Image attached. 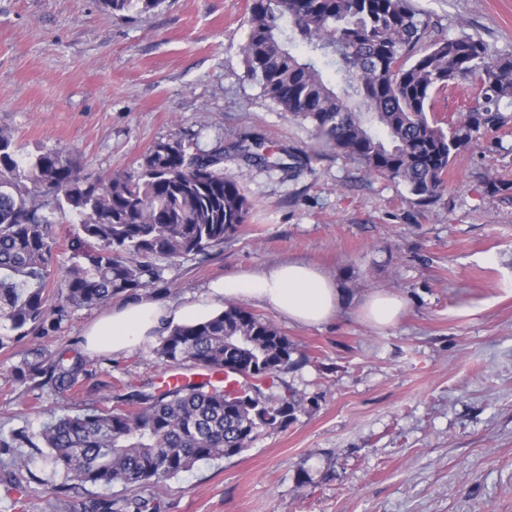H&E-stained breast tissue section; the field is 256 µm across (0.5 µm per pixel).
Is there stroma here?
<instances>
[{
    "label": "stroma",
    "mask_w": 512,
    "mask_h": 512,
    "mask_svg": "<svg viewBox=\"0 0 512 512\" xmlns=\"http://www.w3.org/2000/svg\"><path fill=\"white\" fill-rule=\"evenodd\" d=\"M448 36L483 38L512 55V0H413ZM250 0H164L147 14H112L101 0H0V128L23 158L68 151L80 175L135 172L158 141L224 148L242 175L247 221L203 256L163 262L150 294L172 305L206 297L212 280L301 261L345 293L336 319L288 322L258 302L255 315L294 344L282 373L303 398L296 420L241 454L133 491L121 484L64 489L46 448L0 453V506L82 512L83 504L140 495L162 512H512V127L459 154L448 191L421 207L403 183L347 157L309 156L311 125L282 112L249 79L241 47ZM302 153L294 169L248 164ZM504 184L493 193L489 180ZM73 214L55 215L47 292L58 295L78 246ZM374 290L404 298L395 325L361 306ZM126 296L70 307L48 334L0 349V433L36 435L56 416L112 404L113 386H161L157 341L112 354L85 332ZM89 373L68 391L17 382L16 368L58 355ZM26 460L14 471V459ZM14 482H7L8 472Z\"/></svg>",
    "instance_id": "stroma-1"
}]
</instances>
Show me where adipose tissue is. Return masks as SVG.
<instances>
[{"instance_id":"1","label":"adipose tissue","mask_w":512,"mask_h":512,"mask_svg":"<svg viewBox=\"0 0 512 512\" xmlns=\"http://www.w3.org/2000/svg\"><path fill=\"white\" fill-rule=\"evenodd\" d=\"M231 299L258 301L290 321L309 326L328 323L342 307L334 280L310 265L288 261L213 281L204 300L178 308L142 296L98 320L86 335L87 348L115 354L127 351L165 329L219 315Z\"/></svg>"}]
</instances>
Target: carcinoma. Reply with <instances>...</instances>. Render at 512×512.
<instances>
[{
    "label": "carcinoma",
    "mask_w": 512,
    "mask_h": 512,
    "mask_svg": "<svg viewBox=\"0 0 512 512\" xmlns=\"http://www.w3.org/2000/svg\"><path fill=\"white\" fill-rule=\"evenodd\" d=\"M114 14L149 12L164 0H102ZM242 47L247 75L282 111L309 122L321 144L371 174L404 183L420 205L448 191V167L463 150L512 124V58L462 32L425 42L429 16L412 0H251ZM332 69L336 83L324 76ZM466 82L476 96L442 126L436 106ZM224 150L203 153L183 140L159 142L137 173L89 180L58 149L20 157L0 129V348L37 327L55 328L68 305L97 306L161 279V260L206 254L246 222L242 178L224 174ZM52 210L80 218V247L61 297L50 301ZM295 349L272 323L231 301L223 314L176 326L162 337L164 365L190 364L253 383L231 391L186 382L152 391L121 388L112 408L63 415L39 431L65 480L143 488L231 458L301 411L296 391L276 378ZM83 362L62 356L15 377H41L58 390L78 382ZM84 512H160L150 499L103 500Z\"/></svg>",
    "instance_id": "cac0c4a2"
}]
</instances>
